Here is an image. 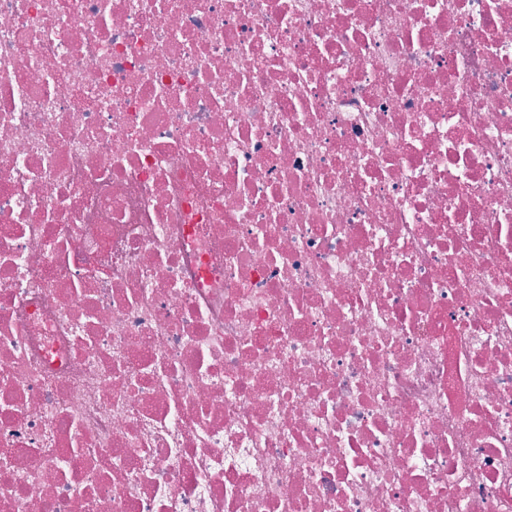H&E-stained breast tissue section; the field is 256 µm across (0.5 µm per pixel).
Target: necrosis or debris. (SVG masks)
Segmentation results:
<instances>
[{
	"label": "necrosis or debris",
	"mask_w": 512,
	"mask_h": 512,
	"mask_svg": "<svg viewBox=\"0 0 512 512\" xmlns=\"http://www.w3.org/2000/svg\"><path fill=\"white\" fill-rule=\"evenodd\" d=\"M0 512H512V0H0Z\"/></svg>",
	"instance_id": "1"
}]
</instances>
